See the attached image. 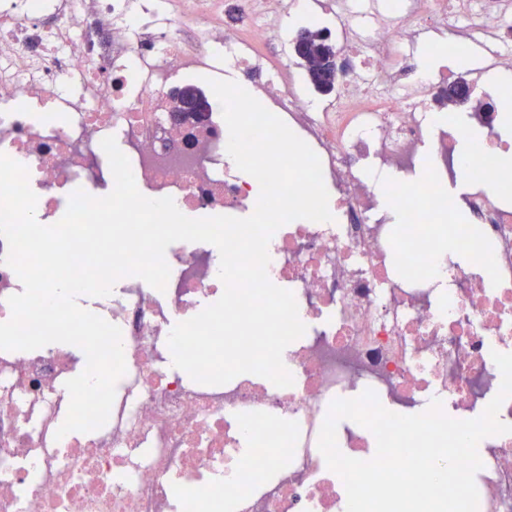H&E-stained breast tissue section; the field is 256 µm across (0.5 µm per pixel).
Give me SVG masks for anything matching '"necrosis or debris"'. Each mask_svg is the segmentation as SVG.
<instances>
[{
	"label": "necrosis or debris",
	"mask_w": 512,
	"mask_h": 512,
	"mask_svg": "<svg viewBox=\"0 0 512 512\" xmlns=\"http://www.w3.org/2000/svg\"><path fill=\"white\" fill-rule=\"evenodd\" d=\"M139 0H0V153L28 170L35 216L49 224L66 187L113 186L105 137L119 135L141 194L172 198L181 213L253 212L255 178L228 155L219 100L174 111L177 82L209 70L216 50L260 85L271 112L318 155L332 221L283 225L268 247L270 281L292 291L305 334L288 352L289 387L238 376L194 381L164 346L173 327L216 300L220 262L201 243L170 249L165 291L142 279L99 304L122 332L126 373L107 423L56 438L74 369L69 347L0 350V512H346L342 479L317 443L330 403L373 390L404 414L420 398H447L459 420L483 413L500 390L493 352L512 353V183L498 152L512 150L500 115L476 111L461 131L486 135L461 158L437 107L444 76L419 72L400 48L426 29L463 28L512 63V0H331L336 47L358 59L334 103L316 108L295 75L277 67L293 33L289 0H235L245 28L226 25L224 0H181L143 23ZM430 149L426 178L398 184L406 232L377 208L365 162L409 168ZM472 169L474 219L460 264L435 245L437 194L449 167ZM415 250L418 268L398 273L394 253ZM478 512H512V433L482 439ZM249 457L270 480L247 483Z\"/></svg>",
	"instance_id": "necrosis-or-debris-1"
}]
</instances>
